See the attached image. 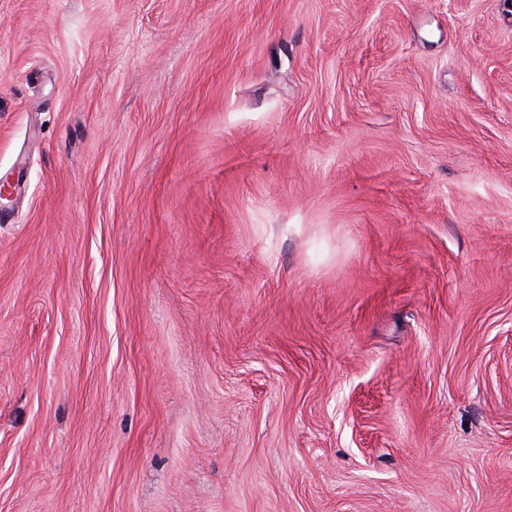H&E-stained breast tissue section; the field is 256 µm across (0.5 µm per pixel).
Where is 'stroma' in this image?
Wrapping results in <instances>:
<instances>
[{"instance_id":"35a3bbf8","label":"stroma","mask_w":512,"mask_h":512,"mask_svg":"<svg viewBox=\"0 0 512 512\" xmlns=\"http://www.w3.org/2000/svg\"><path fill=\"white\" fill-rule=\"evenodd\" d=\"M0 512H512L504 0H0Z\"/></svg>"}]
</instances>
